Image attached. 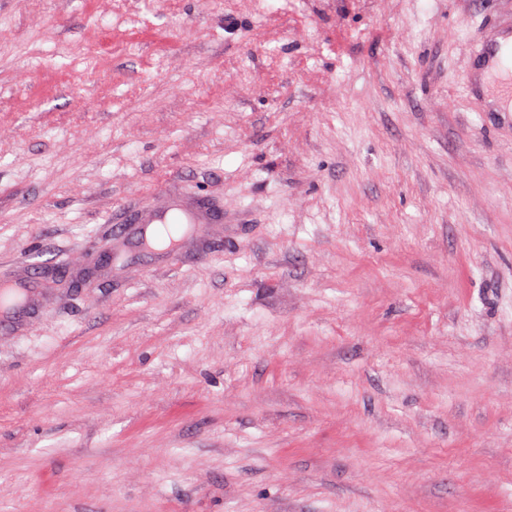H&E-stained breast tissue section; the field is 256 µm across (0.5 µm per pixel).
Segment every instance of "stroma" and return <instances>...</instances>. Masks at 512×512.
<instances>
[{"label": "stroma", "mask_w": 512, "mask_h": 512, "mask_svg": "<svg viewBox=\"0 0 512 512\" xmlns=\"http://www.w3.org/2000/svg\"><path fill=\"white\" fill-rule=\"evenodd\" d=\"M512 0H0V512H512ZM224 213L182 254L128 202ZM481 53L487 71L496 74L507 73L508 78L503 83L502 91L504 97L512 101V59L503 57L496 47L489 46V44L481 47Z\"/></svg>", "instance_id": "1"}]
</instances>
